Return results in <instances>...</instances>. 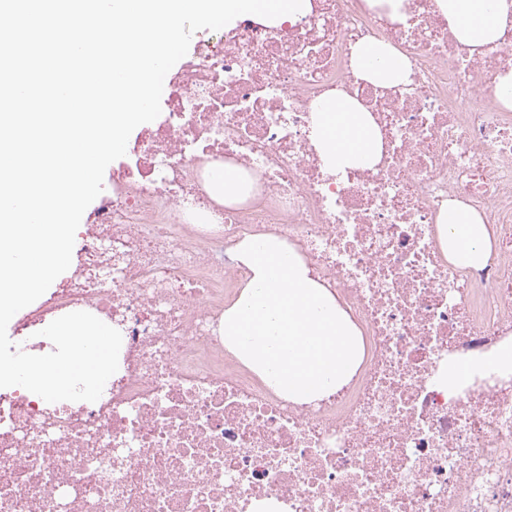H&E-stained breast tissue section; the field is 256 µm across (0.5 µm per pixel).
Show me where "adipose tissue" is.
Segmentation results:
<instances>
[{"mask_svg": "<svg viewBox=\"0 0 512 512\" xmlns=\"http://www.w3.org/2000/svg\"><path fill=\"white\" fill-rule=\"evenodd\" d=\"M436 5L458 40L475 48L496 40L511 8L506 0H436ZM356 59L362 75L384 83L400 81L410 66L405 55L371 43L358 46ZM316 122L321 147L336 168L367 165L380 148L369 117L347 96L319 106ZM440 222L450 229V261L460 267L478 265L483 258L479 245L486 242L487 232L477 214L457 204L441 214Z\"/></svg>", "mask_w": 512, "mask_h": 512, "instance_id": "1", "label": "adipose tissue"}]
</instances>
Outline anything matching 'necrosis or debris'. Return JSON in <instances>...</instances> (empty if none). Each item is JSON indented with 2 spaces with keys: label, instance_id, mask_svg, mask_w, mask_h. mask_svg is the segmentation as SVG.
Masks as SVG:
<instances>
[{
  "label": "necrosis or debris",
  "instance_id": "1",
  "mask_svg": "<svg viewBox=\"0 0 512 512\" xmlns=\"http://www.w3.org/2000/svg\"><path fill=\"white\" fill-rule=\"evenodd\" d=\"M363 43L397 49L396 84L362 76ZM512 11L461 43L436 0L401 15L309 0L279 23L192 38L161 113L128 141L75 236L76 263L10 328L21 349L86 311L122 336L94 402L0 388V512H512V371L448 370L512 346ZM345 95L381 140L331 170L315 110ZM244 202L212 196L225 165ZM459 202L492 246L456 267L438 218ZM287 240L361 335L346 384L285 398L224 345L245 240Z\"/></svg>",
  "mask_w": 512,
  "mask_h": 512
}]
</instances>
